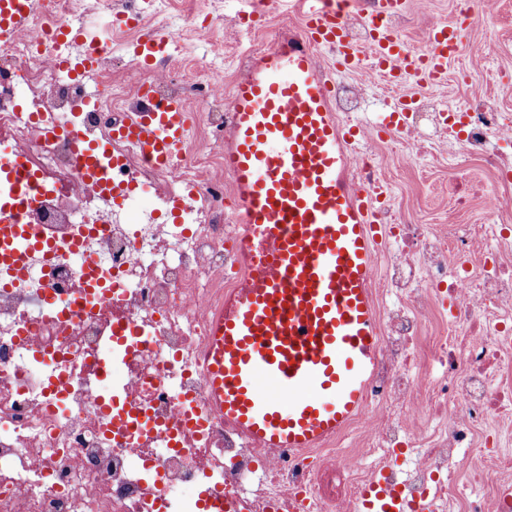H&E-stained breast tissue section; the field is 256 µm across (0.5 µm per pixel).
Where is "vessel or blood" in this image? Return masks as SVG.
Wrapping results in <instances>:
<instances>
[{
  "instance_id": "vessel-or-blood-1",
  "label": "vessel or blood",
  "mask_w": 512,
  "mask_h": 512,
  "mask_svg": "<svg viewBox=\"0 0 512 512\" xmlns=\"http://www.w3.org/2000/svg\"><path fill=\"white\" fill-rule=\"evenodd\" d=\"M302 35L284 34L277 47L254 53L238 75L224 131V170L242 202L244 253L264 249L262 270L224 299L209 321L204 353L213 411L264 448H311L344 432L364 408L382 343L372 301V206L347 173L361 128L336 118L331 87L315 51L330 48L345 68L363 59L390 79L410 73L442 79L458 42L452 25L426 30V53L415 52L387 26L403 0H375L361 15L367 46L354 43L353 0H294ZM31 0H0V36L22 31ZM88 34H56L59 64L79 73L98 59ZM168 41L145 37L136 48L144 69L165 56ZM182 101L145 96L142 108L114 136L139 142L146 160L168 165L186 138ZM0 266L26 273L31 254L54 258L49 241L14 221L38 191L18 162L0 163ZM400 491L374 475L362 512H409Z\"/></svg>"
}]
</instances>
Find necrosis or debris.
Returning <instances> with one entry per match:
<instances>
[{"mask_svg":"<svg viewBox=\"0 0 512 512\" xmlns=\"http://www.w3.org/2000/svg\"><path fill=\"white\" fill-rule=\"evenodd\" d=\"M222 0H206V24L182 22L168 0H38L26 30L0 40V158L19 160L42 188L16 217L56 249L53 262L28 260L24 278L0 267V512H194L180 490L246 498L248 512L295 493L308 512H356L369 483L367 457L394 452L413 461L388 467V480L411 499L434 497L446 512H512L499 493L475 495L486 479L512 478V191L488 190L463 163L512 168L498 141L512 132L498 104L468 99L467 126L452 156L449 191L459 208L478 204L481 224L421 223L383 200V264L376 379L362 415L339 438L300 450L268 452L226 429L209 406L199 362L208 319L240 286L252 262L238 242L239 204L212 131L230 114L223 83L213 81L225 45L213 37ZM129 12L127 36L102 42L101 64L70 77L51 34L85 27L94 10ZM173 46L206 41L211 56L196 68L209 86L175 79L167 55L147 81L156 98L197 99L189 134L171 166L148 164L132 140H109L113 127L142 107L140 84L112 80V63L155 22ZM97 96H90V89ZM24 91L36 112L50 113L57 136L20 109ZM439 102L421 99L405 130L365 137L351 180L373 193L381 168L418 160L422 142L447 132ZM108 140L95 177L71 155L67 132ZM155 207L130 223L139 196ZM177 222H161L162 212ZM53 295L59 309L41 306ZM118 375L107 395V372ZM61 376L64 396L46 387ZM478 464L459 472L460 453Z\"/></svg>","mask_w":512,"mask_h":512,"instance_id":"necrosis-or-debris-1","label":"necrosis or debris"}]
</instances>
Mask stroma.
I'll return each mask as SVG.
<instances>
[{
    "label": "stroma",
    "instance_id": "obj_1",
    "mask_svg": "<svg viewBox=\"0 0 512 512\" xmlns=\"http://www.w3.org/2000/svg\"><path fill=\"white\" fill-rule=\"evenodd\" d=\"M227 20L217 35L229 49L224 57L225 88H232L237 77V48L270 49L285 27L301 24L298 12L267 5L262 16L239 20L235 0L225 5ZM407 20L401 34L410 46L424 41L430 21L456 24L460 27L459 50L449 58L447 71L440 80L428 82L411 79L398 87L383 81L366 88L357 112L361 126L375 124L388 107L399 99H416L424 95L440 100L463 102L473 93L497 99L503 112L512 114V0H495L492 12H485L478 0H406L403 12ZM486 43L490 54L476 56L474 44ZM449 140L439 148L430 149L421 163L398 161L388 166L384 178L389 184L396 207L419 212L424 223L480 224L484 216L478 207L455 208L448 195V152L456 131H449Z\"/></svg>",
    "mask_w": 512,
    "mask_h": 512
}]
</instances>
